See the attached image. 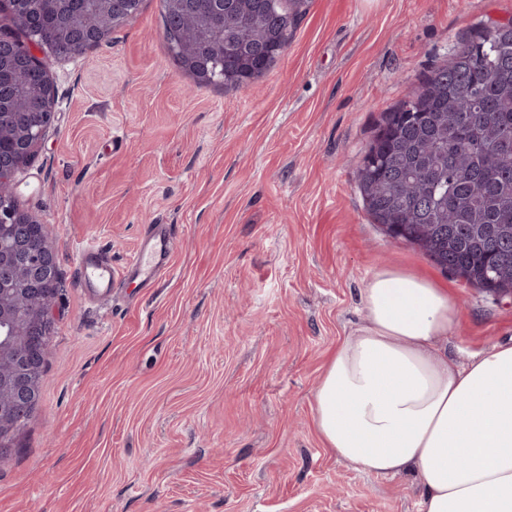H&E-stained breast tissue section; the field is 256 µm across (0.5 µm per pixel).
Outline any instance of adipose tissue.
<instances>
[{
  "instance_id": "1",
  "label": "adipose tissue",
  "mask_w": 512,
  "mask_h": 512,
  "mask_svg": "<svg viewBox=\"0 0 512 512\" xmlns=\"http://www.w3.org/2000/svg\"><path fill=\"white\" fill-rule=\"evenodd\" d=\"M364 308L315 393L326 448L376 476L418 475L421 512H512V346L459 365L441 345L455 301L396 267L374 273Z\"/></svg>"
}]
</instances>
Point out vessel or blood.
<instances>
[{"label": "vessel or blood", "mask_w": 512, "mask_h": 512, "mask_svg": "<svg viewBox=\"0 0 512 512\" xmlns=\"http://www.w3.org/2000/svg\"><path fill=\"white\" fill-rule=\"evenodd\" d=\"M174 239L166 224H149L141 244L122 271H115L108 254L95 246L80 249L77 282L86 295L111 296L113 290L139 282L147 288L162 279L171 268Z\"/></svg>", "instance_id": "1"}]
</instances>
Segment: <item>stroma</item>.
Segmentation results:
<instances>
[{"label":"stroma","instance_id":"obj_1","mask_svg":"<svg viewBox=\"0 0 512 512\" xmlns=\"http://www.w3.org/2000/svg\"><path fill=\"white\" fill-rule=\"evenodd\" d=\"M512 0H306L271 69L196 87L161 0L83 54L42 57L54 125L15 178L61 283L41 398L0 460V512H419L421 482L325 448L312 406L385 263L452 294L448 353L512 344V302L442 271L367 214L356 168L385 112ZM171 272L90 301L76 254L123 269L144 225Z\"/></svg>","mask_w":512,"mask_h":512}]
</instances>
